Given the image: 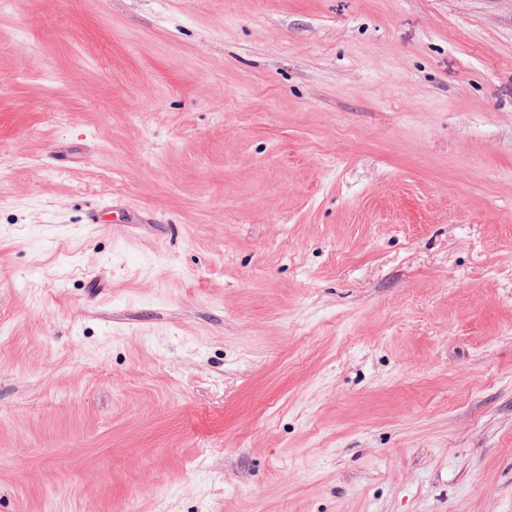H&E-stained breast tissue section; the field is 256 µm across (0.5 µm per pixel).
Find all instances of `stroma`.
<instances>
[{
    "label": "stroma",
    "mask_w": 512,
    "mask_h": 512,
    "mask_svg": "<svg viewBox=\"0 0 512 512\" xmlns=\"http://www.w3.org/2000/svg\"><path fill=\"white\" fill-rule=\"evenodd\" d=\"M0 329V512H512V0H13Z\"/></svg>",
    "instance_id": "1"
}]
</instances>
